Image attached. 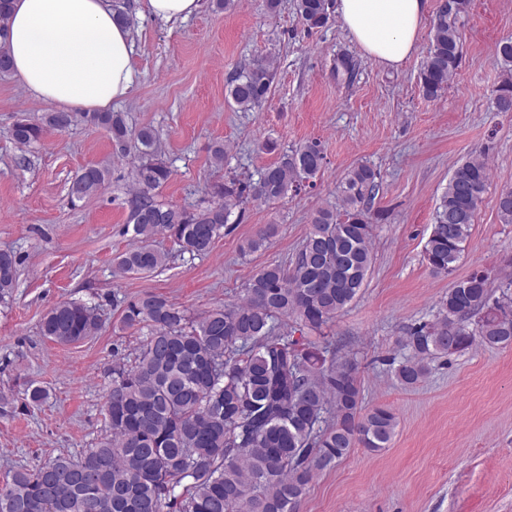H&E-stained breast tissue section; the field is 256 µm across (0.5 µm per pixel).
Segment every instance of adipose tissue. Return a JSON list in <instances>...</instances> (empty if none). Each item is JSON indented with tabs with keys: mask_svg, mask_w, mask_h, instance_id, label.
Wrapping results in <instances>:
<instances>
[{
	"mask_svg": "<svg viewBox=\"0 0 512 512\" xmlns=\"http://www.w3.org/2000/svg\"><path fill=\"white\" fill-rule=\"evenodd\" d=\"M427 0H337L336 13L369 57L399 67L414 52ZM5 44L25 91L63 112H104L133 85L131 29L112 0H11Z\"/></svg>",
	"mask_w": 512,
	"mask_h": 512,
	"instance_id": "obj_1",
	"label": "adipose tissue"
}]
</instances>
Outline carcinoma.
<instances>
[{"mask_svg":"<svg viewBox=\"0 0 512 512\" xmlns=\"http://www.w3.org/2000/svg\"><path fill=\"white\" fill-rule=\"evenodd\" d=\"M470 0H451L436 13L420 85L428 99L448 88L461 60L457 16ZM331 0H295L310 29L325 25ZM506 69L495 90L499 112H512V41L499 45ZM276 75L260 58L233 77L226 98L243 112L264 103ZM91 125L122 143L129 135L120 112H87ZM42 127L22 117L12 127L21 146L38 141ZM143 158L132 170V246L115 257L127 274L167 266L154 237L166 233L180 251L208 254L233 210L251 197L264 203L297 195L323 167L317 140L307 141L263 169L255 182L232 178L215 200L193 211L159 203L154 191L171 175L155 159L156 134L135 133ZM105 167L89 165L73 179L70 200L96 196L109 180ZM379 173L360 164L345 176L342 207L314 215L294 262L263 268L244 285L243 299L193 319L161 295L146 294L124 307V328L146 330L129 365L112 367L104 402L107 435L77 457L59 456L8 472L0 487V512H294L316 471L335 466L356 446L388 447L397 426L385 407L363 408L358 361L336 348H317L284 331V320L318 330L363 288L373 263L368 204ZM490 179L483 153L454 172L435 209L424 259L448 276L465 251L476 211ZM501 221L512 224V189L498 198ZM265 225L247 242L255 252L273 237ZM17 260L0 251V300L17 283ZM101 328L97 308L77 301L52 307L42 335L62 344L82 341ZM407 351L395 368L405 388L419 384L435 359L476 344L512 345V297L493 296L490 274L479 269L455 281L433 323L411 327L398 340Z\"/></svg>","mask_w":512,"mask_h":512,"instance_id":"carcinoma-1","label":"carcinoma"}]
</instances>
